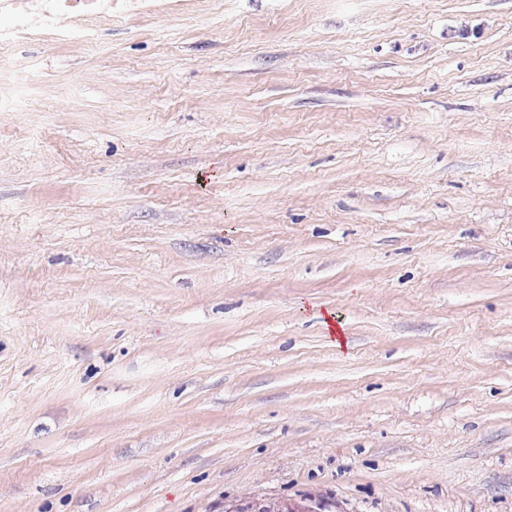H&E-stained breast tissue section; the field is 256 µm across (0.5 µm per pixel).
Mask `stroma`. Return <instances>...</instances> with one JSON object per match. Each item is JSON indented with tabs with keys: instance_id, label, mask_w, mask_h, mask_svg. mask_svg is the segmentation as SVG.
Returning <instances> with one entry per match:
<instances>
[{
	"instance_id": "1",
	"label": "stroma",
	"mask_w": 512,
	"mask_h": 512,
	"mask_svg": "<svg viewBox=\"0 0 512 512\" xmlns=\"http://www.w3.org/2000/svg\"><path fill=\"white\" fill-rule=\"evenodd\" d=\"M97 30L0 61V512H512V0ZM231 512H311L309 508L281 501H262L245 508H235Z\"/></svg>"
}]
</instances>
